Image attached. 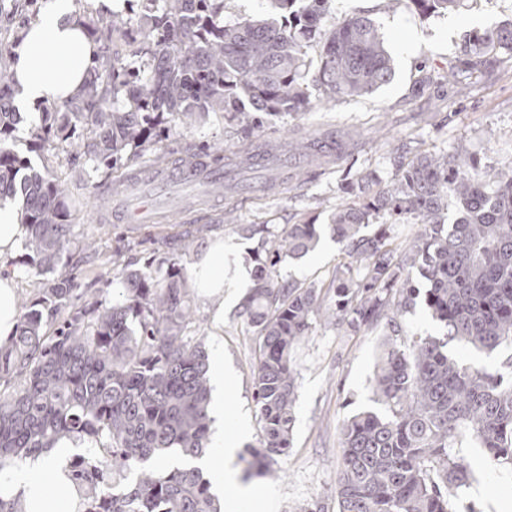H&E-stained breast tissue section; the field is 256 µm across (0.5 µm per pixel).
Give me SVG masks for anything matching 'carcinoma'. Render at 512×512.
Masks as SVG:
<instances>
[{
	"instance_id": "obj_1",
	"label": "carcinoma",
	"mask_w": 512,
	"mask_h": 512,
	"mask_svg": "<svg viewBox=\"0 0 512 512\" xmlns=\"http://www.w3.org/2000/svg\"><path fill=\"white\" fill-rule=\"evenodd\" d=\"M464 0H409L425 18L445 15ZM280 18L226 24L224 0H142L132 67L102 61L65 104L41 112L37 135L64 143L72 123L94 135L93 169L131 166L145 155L161 162L173 130L208 112L245 130L267 117L302 112L316 102L369 95L393 76L376 22L355 13L335 17L331 0H271ZM320 45L315 70L309 50ZM12 45L0 40V201L16 200L29 251L28 272L41 278L39 296L22 314L17 336L0 346V472L64 438L94 447L68 461L80 512H218L211 481L196 467H168L161 453L200 457L210 445L208 355L188 333L194 314L189 276L163 256L143 269L113 276L115 301L74 304L73 280L47 279L73 244L67 188L29 169L13 148L20 119L16 84L2 63ZM499 49L512 50V21L473 30L448 74L490 68ZM371 172L347 183L352 200L330 218L333 238L349 262L336 269L322 296L314 283L284 281L277 266L314 248L318 226L267 224L253 254L254 285L239 314L259 336L254 400L260 446L240 457L247 481L290 448L295 424L294 348L321 315L357 332L386 322L375 362L374 400L385 413L363 410L341 427L338 512H454V491L466 486L465 460L452 452L467 433L501 468L512 472V353L490 373L448 351L455 341L493 353L512 345V157L482 166L465 152L423 154L384 188ZM462 209L445 223L448 196ZM377 227L364 233L370 221ZM419 230L401 249L393 225ZM418 267L428 284L425 305L444 340L404 335L399 317L414 307ZM69 309L48 328L45 316Z\"/></svg>"
}]
</instances>
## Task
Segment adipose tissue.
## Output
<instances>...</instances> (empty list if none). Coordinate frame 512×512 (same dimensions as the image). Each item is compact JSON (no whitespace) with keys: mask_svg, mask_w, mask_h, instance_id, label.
Returning <instances> with one entry per match:
<instances>
[{"mask_svg":"<svg viewBox=\"0 0 512 512\" xmlns=\"http://www.w3.org/2000/svg\"><path fill=\"white\" fill-rule=\"evenodd\" d=\"M44 2L39 19L28 26L12 64L20 101L32 109L51 99L61 103L78 98L98 53L97 43L74 16L73 0ZM192 282L218 308L223 307L225 300L236 299L240 286L238 280H225L224 249L220 246L195 265ZM212 373L213 446L198 465L211 478L216 496H223L226 489L232 488L238 502L250 503L256 495L255 488L241 486L232 466L240 439L224 436V397L230 378L224 370L222 355H215ZM82 445L79 439H63L49 451L26 459L0 480V493L22 496L27 512H78L79 494L67 476L66 465L70 448Z\"/></svg>","mask_w":512,"mask_h":512,"instance_id":"ef3b65f1","label":"adipose tissue"}]
</instances>
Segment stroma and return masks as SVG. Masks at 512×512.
<instances>
[{
  "instance_id": "obj_1",
  "label": "stroma",
  "mask_w": 512,
  "mask_h": 512,
  "mask_svg": "<svg viewBox=\"0 0 512 512\" xmlns=\"http://www.w3.org/2000/svg\"><path fill=\"white\" fill-rule=\"evenodd\" d=\"M331 9L339 17L365 12L375 19L393 58L394 74L372 94L319 103L254 132V142L262 146L283 143L292 134L316 138L318 161L305 164L298 153H289L283 162L292 177L279 185H272L273 174L265 167L228 169L223 195L200 201V181L142 180L122 205L132 222L119 224L111 209L100 204L99 182L106 172L92 167V134L82 132L66 159L57 142L39 140L38 114L23 113L14 132L15 151L32 167L50 169L69 190L78 244L64 252L58 268L73 277L78 297L111 301L110 282L118 271L151 264L164 253L160 240L176 241L195 223L206 221L211 228L196 238L192 254L181 257L184 268H191L196 257L220 240L226 270L253 273L257 241L247 235V227L266 224L279 230L308 220L320 226L317 246L287 259L279 272L291 281L328 286L336 267L348 261L328 222L336 208L348 202L345 186L352 175L371 171L380 185L387 186L395 178L397 163L422 154L462 149L488 165L512 152V51H500L495 67L468 76L470 89L463 97L456 95L451 83L426 79L427 74L447 72L466 33L512 20V0H466L460 10L429 19L403 7L385 10L382 0H332ZM238 141L223 113H212L166 141L167 161L177 164L190 154L202 158L214 151L228 158ZM229 203L236 207L237 221L224 224L220 218ZM194 303L198 324L192 335L203 338L206 347L220 346L235 379L232 393L224 399V429L229 432L244 423L245 447H259L261 423L253 400L256 338L240 318L238 303L225 304L219 312L199 292ZM384 333L380 325L352 332L319 321L296 346L293 440L286 454L276 456L269 473L254 480L265 493L259 512H303L311 505L337 512L339 427L346 416L377 407L370 377ZM453 451L472 471L469 486L454 500L455 512H498V505L512 501V474L476 443L463 440Z\"/></svg>"
}]
</instances>
